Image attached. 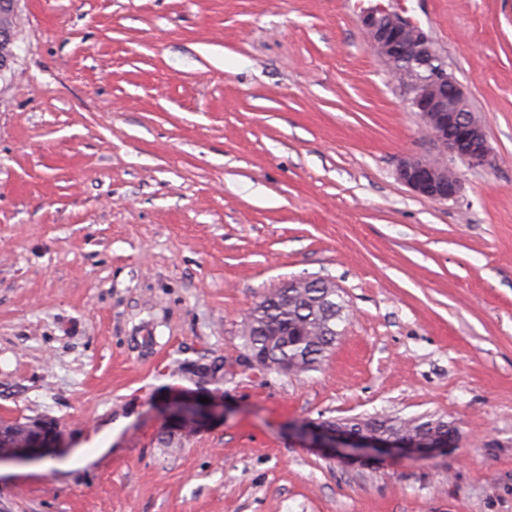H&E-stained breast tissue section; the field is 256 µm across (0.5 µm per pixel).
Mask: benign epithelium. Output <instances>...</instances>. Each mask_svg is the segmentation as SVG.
<instances>
[{
	"mask_svg": "<svg viewBox=\"0 0 512 512\" xmlns=\"http://www.w3.org/2000/svg\"><path fill=\"white\" fill-rule=\"evenodd\" d=\"M361 24L372 53L384 60L395 76H404L401 86L407 104L440 146L439 152L427 159L402 157L396 168L398 180L418 197L438 202L455 199L461 182L448 160L476 167L486 164L490 156L483 126L471 113L468 93L448 73L430 36L400 13L373 8L361 15ZM218 414H224V408L212 403L197 413L184 411L172 419L173 429L181 431ZM297 435L329 455L346 459L437 455L448 449V442L436 436H389L373 428L350 431L338 421L304 422L298 426ZM58 441L59 433L49 421L29 438L17 434L11 441L4 438V427L0 426V463L48 455Z\"/></svg>",
	"mask_w": 512,
	"mask_h": 512,
	"instance_id": "benign-epithelium-1",
	"label": "benign epithelium"
}]
</instances>
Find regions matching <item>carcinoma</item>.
Returning <instances> with one entry per match:
<instances>
[{
    "mask_svg": "<svg viewBox=\"0 0 512 512\" xmlns=\"http://www.w3.org/2000/svg\"><path fill=\"white\" fill-rule=\"evenodd\" d=\"M252 311L277 335L264 336L244 325L242 338L248 355L267 372L286 365L293 375L313 371L326 360L342 335L340 324L347 318L336 288L278 287L265 294ZM400 423L409 429L441 424L448 444L459 439L458 427L442 417L402 419Z\"/></svg>",
    "mask_w": 512,
    "mask_h": 512,
    "instance_id": "1",
    "label": "carcinoma"
}]
</instances>
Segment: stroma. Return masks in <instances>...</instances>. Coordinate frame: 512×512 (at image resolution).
I'll return each instance as SVG.
<instances>
[{"instance_id": "obj_1", "label": "stroma", "mask_w": 512, "mask_h": 512, "mask_svg": "<svg viewBox=\"0 0 512 512\" xmlns=\"http://www.w3.org/2000/svg\"><path fill=\"white\" fill-rule=\"evenodd\" d=\"M428 32L491 165L414 196L428 158L360 16ZM0 73V512H512V0H19ZM339 289L329 358L249 364L250 308ZM226 407L166 433L175 398ZM444 417L441 455L345 465L293 428ZM4 428L0 426V464L50 455L53 448H57L59 433L50 421L41 424L39 430L26 440L23 438L24 433L15 434L13 441L5 440Z\"/></svg>"}]
</instances>
